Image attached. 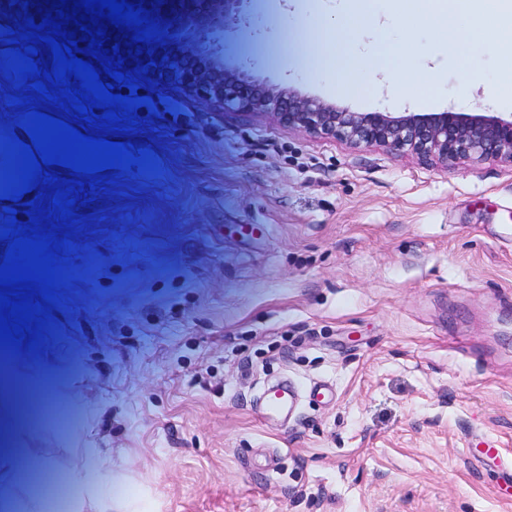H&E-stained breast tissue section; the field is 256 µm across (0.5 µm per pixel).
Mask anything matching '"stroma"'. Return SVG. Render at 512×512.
I'll list each match as a JSON object with an SVG mask.
<instances>
[{"label": "stroma", "instance_id": "1", "mask_svg": "<svg viewBox=\"0 0 512 512\" xmlns=\"http://www.w3.org/2000/svg\"><path fill=\"white\" fill-rule=\"evenodd\" d=\"M297 3L249 0L226 61L352 112L512 113V41L401 99ZM377 9L406 24L412 66L434 65L413 0ZM315 53L330 66L299 74ZM138 86L154 110L108 138L158 168L74 206L51 332L0 367V512H43L22 448L74 479L99 459L105 492L81 488L69 512H512V166L443 168ZM282 381L292 416L262 418Z\"/></svg>", "mask_w": 512, "mask_h": 512}]
</instances>
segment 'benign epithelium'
<instances>
[{"label":"benign epithelium","instance_id":"7a95c632","mask_svg":"<svg viewBox=\"0 0 512 512\" xmlns=\"http://www.w3.org/2000/svg\"><path fill=\"white\" fill-rule=\"evenodd\" d=\"M142 2L158 25L177 13L190 26L188 49L154 42L141 47V54H132L134 63L148 66V74L161 80L178 81L192 91H202L225 108L270 115L285 127L353 148L380 147L443 167L466 159L512 166V114L457 112L452 107L432 113L350 112L303 97L286 85L270 87L243 62H224L215 42L224 33V23L240 18L241 0Z\"/></svg>","mask_w":512,"mask_h":512}]
</instances>
